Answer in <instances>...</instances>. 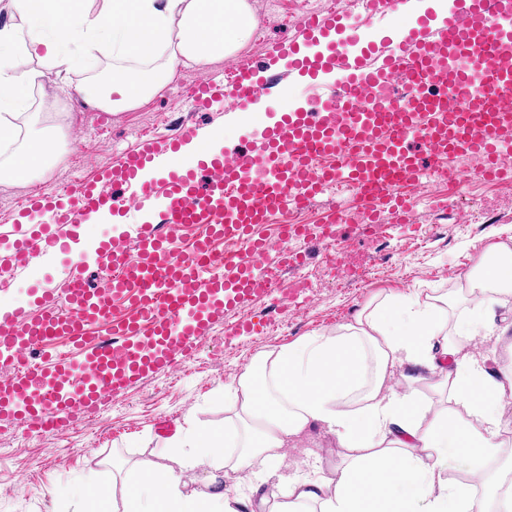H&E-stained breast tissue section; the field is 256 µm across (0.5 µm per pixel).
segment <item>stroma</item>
Returning <instances> with one entry per match:
<instances>
[{
	"label": "stroma",
	"instance_id": "stroma-1",
	"mask_svg": "<svg viewBox=\"0 0 512 512\" xmlns=\"http://www.w3.org/2000/svg\"><path fill=\"white\" fill-rule=\"evenodd\" d=\"M255 27L236 55L216 58L203 66L177 67L173 77L139 106L109 115L84 104L82 86L99 69H112L110 56L102 55L88 68L70 73V85L59 90L55 72H47L28 101L31 112H66L63 129L65 151L35 180L0 185V249L13 240L12 209L27 197L48 189L74 185L77 180H102L120 154L136 144L141 133L162 138L187 116L182 92L188 86L223 77L234 56L276 68L282 53L276 45L291 43L298 34L306 8H332L345 14L350 0H249ZM332 75L318 78L292 75L287 97L264 96L263 113L237 112L228 103L195 116L201 129L220 134L224 147L233 150L261 131L264 124L282 119L292 107L314 110L319 95L335 85ZM431 195H450L448 210L418 207L411 224L391 221V204H380L383 231L360 235L355 224H344L338 246L341 264L331 268L324 248L313 242L301 272L309 284L297 298L282 292L291 278L278 275V292L225 312L190 358L166 376L149 377L113 397L84 424L46 433H31L17 423L0 426V512H97V504L84 498L80 488L94 481L108 495L112 512H121L126 468L164 466L160 450L167 436L158 429L162 419L175 426L186 419L203 427L224 424V387L251 366L256 356L307 336H332L340 326L370 302L385 294H411L431 290L444 293L469 272L476 258L499 242L512 240V190L505 191L474 176L456 194L441 183L422 182ZM119 223L80 224L70 251L42 257L36 273L0 277V309L32 303L29 289L35 281L54 285L71 260L84 261L85 275L96 279L95 259L88 247L102 240L133 232L144 216L137 209L120 212ZM243 319L265 322L264 333L231 335ZM346 454L333 435L319 427L289 442L280 468L290 477L328 475Z\"/></svg>",
	"mask_w": 512,
	"mask_h": 512
}]
</instances>
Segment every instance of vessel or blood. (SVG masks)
Wrapping results in <instances>:
<instances>
[{"mask_svg":"<svg viewBox=\"0 0 512 512\" xmlns=\"http://www.w3.org/2000/svg\"><path fill=\"white\" fill-rule=\"evenodd\" d=\"M335 26L334 11L309 15L301 39ZM504 42H512V0H467L443 26L418 22L380 53L291 60L295 72L337 73V92L318 111L286 113L247 150L213 152L188 119L178 142L145 139L124 153L105 184L30 196L27 208L46 220L17 224L5 259L14 272L37 257L68 252L62 229L77 228L85 216L133 207L153 213L154 221L101 243L99 287L87 285L76 263L60 287L33 283L34 308L0 313V368L9 373L0 382V421L16 417L32 431L57 430L99 412L107 399L143 378L169 374L226 310L268 296L276 271H296L303 244L319 240L327 256L336 257L343 205H330L326 222L315 227L288 221L290 212L329 191L362 187L365 208L392 203L395 222L406 224L421 178L444 177L443 161L452 154L482 155L485 178L512 176V156L503 151L512 131V64L496 58ZM397 78L404 96L364 104L367 90ZM283 81L279 74L256 79L242 62L232 81L194 85L186 97L195 108L224 99L248 112ZM182 140L197 143L195 167L172 160ZM150 166L164 169L162 182L144 179ZM275 218V240L255 236L256 225ZM186 225L205 229L192 263L171 242L176 228ZM217 240L245 248L225 254L218 265L212 261ZM117 300L136 309V318H113ZM59 337L71 351L47 356L46 347Z\"/></svg>","mask_w":512,"mask_h":512,"instance_id":"obj_1","label":"vessel or blood"}]
</instances>
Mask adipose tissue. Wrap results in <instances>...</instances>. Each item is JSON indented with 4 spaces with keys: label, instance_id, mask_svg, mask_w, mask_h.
Masks as SVG:
<instances>
[{
    "label": "adipose tissue",
    "instance_id": "adipose-tissue-1",
    "mask_svg": "<svg viewBox=\"0 0 512 512\" xmlns=\"http://www.w3.org/2000/svg\"><path fill=\"white\" fill-rule=\"evenodd\" d=\"M14 20L0 27V184L47 167L63 146L60 129L26 111L37 77L62 74L111 53V89L83 87L85 102L109 114L157 92L177 65L202 66L238 49L254 28L248 0H102L99 8L64 0H12ZM454 295L467 318L451 321L446 298L389 295L359 310L333 336H311L261 352L224 389L223 427L179 428L165 448L176 466L128 468L123 512H238L222 483L188 489L200 463L236 473L260 495L262 512H512L499 494L512 477L500 439L499 411L512 392V266L479 257ZM497 344L475 355L477 330ZM434 376L446 406L424 401L415 386ZM406 388L395 393L394 377ZM322 427L347 449L335 478H280L283 449ZM463 454L475 479L448 482L449 453Z\"/></svg>",
    "mask_w": 512,
    "mask_h": 512
}]
</instances>
